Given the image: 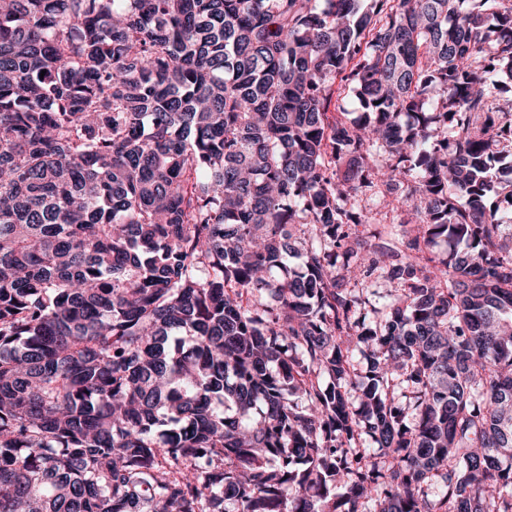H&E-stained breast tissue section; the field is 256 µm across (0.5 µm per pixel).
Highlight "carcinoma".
<instances>
[{"mask_svg":"<svg viewBox=\"0 0 512 512\" xmlns=\"http://www.w3.org/2000/svg\"><path fill=\"white\" fill-rule=\"evenodd\" d=\"M504 72L512 0H0V512H512ZM380 202V200H379ZM378 202V205L375 206L372 202H361L362 208L364 212L368 214L369 220L368 225L365 228H359L364 231L365 236L371 235H385L389 232L391 227V215H388V218H384L383 215L379 213L381 206ZM378 213V214H377Z\"/></svg>","mask_w":512,"mask_h":512,"instance_id":"cac0c4a2","label":"carcinoma"}]
</instances>
